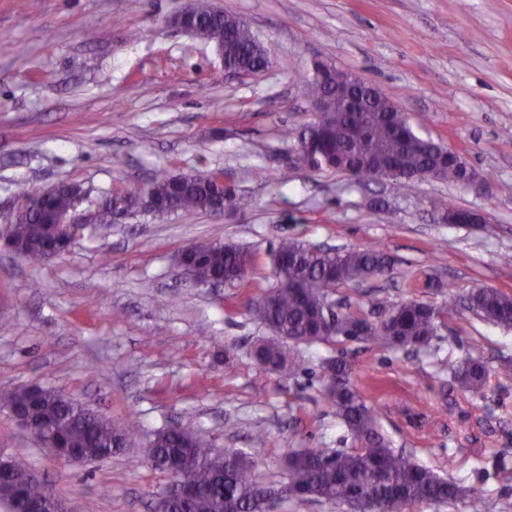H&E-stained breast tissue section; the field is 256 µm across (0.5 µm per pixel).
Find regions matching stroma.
Wrapping results in <instances>:
<instances>
[{"mask_svg": "<svg viewBox=\"0 0 512 512\" xmlns=\"http://www.w3.org/2000/svg\"><path fill=\"white\" fill-rule=\"evenodd\" d=\"M189 0H0V226L25 196L77 181L91 198L143 186L156 172L220 171L248 205L223 216L126 217L102 236L86 229L37 266L0 248V393L42 386L115 421L136 444L111 458L61 463L0 410V450L20 455L71 512H154L170 479L146 459L154 432L182 424L233 448L273 487L298 448L350 449L323 398L321 363L343 356L396 450L453 480L449 505L407 512H512V330L467 311L450 315L418 354L335 340L306 348L287 378L251 354L268 331L247 309L274 283L268 253L294 236L333 248L383 245L392 275L332 294L366 312L372 300L435 305L485 285L512 294V0H212L243 17L270 49L257 74L225 72L211 42L170 23ZM321 60L375 83L423 137L459 152L482 187L336 172L279 174L313 121L301 82ZM445 201L488 214L444 222ZM199 240L247 247L245 287L202 288L176 264ZM468 357L490 372L460 390ZM265 433V447L254 446Z\"/></svg>", "mask_w": 512, "mask_h": 512, "instance_id": "35a3bbf8", "label": "stroma"}]
</instances>
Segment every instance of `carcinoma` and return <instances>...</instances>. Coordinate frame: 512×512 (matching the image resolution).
Listing matches in <instances>:
<instances>
[{"mask_svg":"<svg viewBox=\"0 0 512 512\" xmlns=\"http://www.w3.org/2000/svg\"><path fill=\"white\" fill-rule=\"evenodd\" d=\"M187 23L199 35L224 51V64L237 72H257L269 63V49L242 18L212 6L209 0H191ZM368 81L337 67L324 68L303 82L304 93L327 111L297 135L298 161L286 163L280 183L302 165L312 171H336L356 178L395 179L411 188L417 182L441 180L456 183L462 169L447 147L424 138L410 126L403 112L388 111L389 97L381 90L361 94L357 106L344 109L346 91ZM149 191L155 199L153 216L163 218L175 210L185 214L217 211L221 198L236 206L245 201L233 196L213 173L171 175L159 172ZM134 190L112 189V205L90 211L100 233L112 224L118 208ZM86 199L83 185L57 186L50 199L55 212L67 211ZM57 228L48 213L40 211L6 224L0 237L12 243L30 264L46 260L54 249ZM276 283L249 302L270 336L258 341L252 354L265 370L293 377L304 370L300 347L332 340L323 327L336 322V336L368 342L384 349L426 348L438 336L446 315L458 305L497 327L512 328V295L493 287L473 288L440 306L407 300L391 307L381 302L369 314L336 311L328 305L332 289L358 284L391 273L394 262L384 249L374 246L322 250L295 237H283L271 250ZM182 261L192 267L200 283L224 281L244 285L256 265L244 247L221 241H202L183 248ZM326 380L325 401L351 433L356 447L349 450L301 448L288 456V482L275 489L263 484L236 451L219 450L191 429L157 431L147 449L162 471L172 466L189 484L184 496L164 504L167 512H264L270 494L281 499L319 501L343 505L346 512H403L410 504L441 505L457 501L460 487L391 448L380 431L374 409L350 382L354 367L345 358L322 364ZM487 372L475 359L462 362L455 381L464 390H482ZM0 405L26 411L51 424L66 448H76L84 461L109 458L124 450L135 432L132 422L118 424L81 403L49 389L21 386L0 396Z\"/></svg>","mask_w":512,"mask_h":512,"instance_id":"1","label":"carcinoma"}]
</instances>
